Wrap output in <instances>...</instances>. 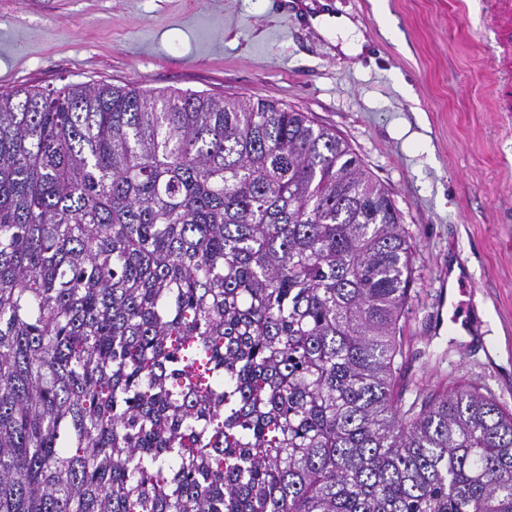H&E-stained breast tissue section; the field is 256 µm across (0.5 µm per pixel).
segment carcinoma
<instances>
[{
  "mask_svg": "<svg viewBox=\"0 0 512 512\" xmlns=\"http://www.w3.org/2000/svg\"><path fill=\"white\" fill-rule=\"evenodd\" d=\"M412 248L275 99L0 91V512H512V412L398 383Z\"/></svg>",
  "mask_w": 512,
  "mask_h": 512,
  "instance_id": "obj_1",
  "label": "carcinoma"
}]
</instances>
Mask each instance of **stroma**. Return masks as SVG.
Returning a JSON list of instances; mask_svg holds the SVG:
<instances>
[{
    "mask_svg": "<svg viewBox=\"0 0 512 512\" xmlns=\"http://www.w3.org/2000/svg\"><path fill=\"white\" fill-rule=\"evenodd\" d=\"M325 1L354 32L309 21L318 0H0V90L272 98L335 129L413 235L406 390L479 386L512 410V111L479 0ZM455 263L462 337L442 304Z\"/></svg>",
    "mask_w": 512,
    "mask_h": 512,
    "instance_id": "stroma-1",
    "label": "stroma"
}]
</instances>
